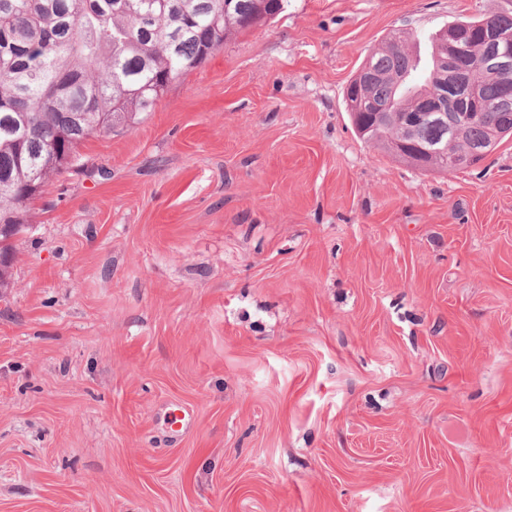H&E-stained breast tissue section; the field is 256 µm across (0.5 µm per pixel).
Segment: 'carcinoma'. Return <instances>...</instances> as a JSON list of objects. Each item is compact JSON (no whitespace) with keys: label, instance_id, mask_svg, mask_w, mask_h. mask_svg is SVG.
<instances>
[{"label":"carcinoma","instance_id":"obj_1","mask_svg":"<svg viewBox=\"0 0 512 512\" xmlns=\"http://www.w3.org/2000/svg\"><path fill=\"white\" fill-rule=\"evenodd\" d=\"M288 0H0V225L30 223L32 185L46 184L103 119L151 112L169 84L202 66L232 34L284 11ZM512 35V9L462 15L429 36L430 59L398 31L372 48L345 89L359 138L386 152L404 137L395 117L429 110L463 88L468 111L420 123L411 135L443 149L440 172L480 165L512 137V102L485 67L486 29ZM464 30L467 52L448 60L445 34Z\"/></svg>","mask_w":512,"mask_h":512}]
</instances>
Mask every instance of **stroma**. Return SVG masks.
<instances>
[{
    "label": "stroma",
    "instance_id": "35a3bbf8",
    "mask_svg": "<svg viewBox=\"0 0 512 512\" xmlns=\"http://www.w3.org/2000/svg\"><path fill=\"white\" fill-rule=\"evenodd\" d=\"M501 0H288L90 137L0 288V512H512V139L423 172L344 90Z\"/></svg>",
    "mask_w": 512,
    "mask_h": 512
}]
</instances>
